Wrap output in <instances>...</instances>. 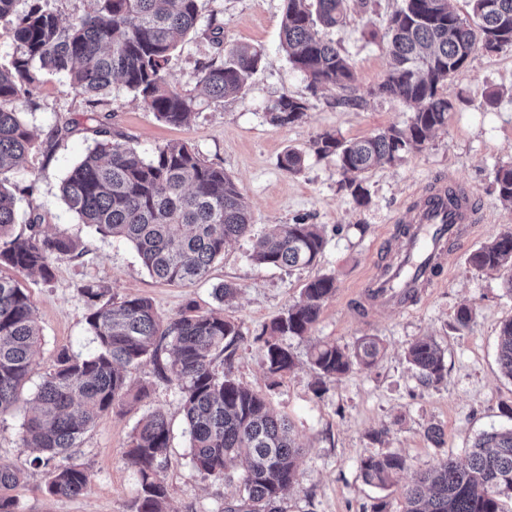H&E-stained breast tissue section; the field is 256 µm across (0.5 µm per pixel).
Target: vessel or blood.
Returning <instances> with one entry per match:
<instances>
[{"label": "vessel or blood", "instance_id": "obj_1", "mask_svg": "<svg viewBox=\"0 0 512 512\" xmlns=\"http://www.w3.org/2000/svg\"><path fill=\"white\" fill-rule=\"evenodd\" d=\"M399 221L407 232L398 260L366 279L362 290L373 306L412 305L420 287L437 281L451 244L471 233L481 218L463 189L442 185L412 200Z\"/></svg>", "mask_w": 512, "mask_h": 512}]
</instances>
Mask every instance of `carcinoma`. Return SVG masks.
<instances>
[{"label": "carcinoma", "instance_id": "cac0c4a2", "mask_svg": "<svg viewBox=\"0 0 512 512\" xmlns=\"http://www.w3.org/2000/svg\"><path fill=\"white\" fill-rule=\"evenodd\" d=\"M19 0H0V20L9 19L20 51L0 66V267L18 274L53 277L54 254L79 257L82 250L70 237L43 233V217L31 209L28 233L15 234V201L4 183L32 146V134L20 110L30 101L38 74L62 73L72 87L90 98L107 95L120 80L156 117L171 126H184L199 114L198 96L173 88L166 79L171 54L199 23L198 0H93L94 8L61 23L49 0H30L18 11ZM468 0L470 12L461 16L448 0H404L389 19L386 52L389 69L369 94L399 101L412 108L410 124L388 127L368 136L345 140L319 135L311 149L319 156H336L345 176L344 187L359 205L369 202L366 175L401 160L414 146H425L433 133L447 125L453 108L440 92L443 82L462 75L460 50L484 49L491 35L512 46V0ZM345 0H286L280 45L288 62L308 80L312 93L341 91L340 105L361 99L353 66L336 43L320 28L343 22ZM262 59L260 50L234 45L224 58L203 64L196 88L221 100L244 89ZM307 101L290 94L268 108L270 121L281 127L302 121ZM304 152L286 151L280 167L301 170ZM500 203L512 206V165L494 177ZM62 194L69 210L99 234L131 243L151 277L171 284H188L207 277L224 256L225 245L245 237L251 214L233 178L209 164L186 143H170L147 158L128 141L95 143L68 173ZM326 240L316 224H281L258 239L250 254L259 265L300 269L317 265ZM470 265L506 278L512 292V228L474 250ZM85 322L95 343L86 355L68 348L57 352L34 395L35 407L23 424L21 447L39 455L33 466L48 469V492L59 498L86 493L91 477L74 459L85 434L97 419L131 397L125 369L142 361L153 364L156 379L180 394L190 440L189 456L205 479L222 480L228 465L244 461L242 494L224 502V512H283L281 501L296 480L300 448L285 416L270 412L265 395L237 382L230 360L241 336L239 326L214 312L187 304L178 314L163 318L150 299L116 301L94 281L82 289ZM336 294V279L321 274L308 280L300 299L275 317L256 336L265 350L270 386L294 366L293 354L282 337H310L324 304ZM41 330L25 289L13 277L0 275V413L22 401L34 350ZM383 348L374 336H363L354 350L334 343L313 345L310 359L316 372L315 391L327 380L355 364L366 368L378 362ZM407 360L428 385L447 374L439 344L431 337L413 341ZM499 361L512 377V318L500 328ZM225 364L217 369V363ZM142 389L134 399L144 396ZM170 424L162 413L142 419L134 430L125 457L136 468L140 489L131 512H167L163 472L167 461ZM365 482L384 489L408 470L407 458L393 452L360 461ZM24 468L0 463V512H20L8 495L21 482ZM512 500V427L485 432L465 463L440 459L403 490L402 512H506L503 499Z\"/></svg>", "mask_w": 512, "mask_h": 512}]
</instances>
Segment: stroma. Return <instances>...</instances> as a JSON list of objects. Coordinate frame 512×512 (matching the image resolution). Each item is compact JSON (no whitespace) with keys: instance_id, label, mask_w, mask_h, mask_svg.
<instances>
[{"instance_id":"35a3bbf8","label":"stroma","mask_w":512,"mask_h":512,"mask_svg":"<svg viewBox=\"0 0 512 512\" xmlns=\"http://www.w3.org/2000/svg\"><path fill=\"white\" fill-rule=\"evenodd\" d=\"M199 5L202 18L215 14L223 20L224 43L216 45L203 27L190 35L169 59L171 86L193 90L198 64L222 54L227 45L254 46L261 50L262 62L240 94L202 101L190 125L161 123L121 83H113L111 93L92 104L64 75L45 72L31 105L22 110L35 141L9 176L8 187L17 200L14 231L25 232L35 205L47 234H66L86 252L79 258L53 256L50 283L19 279L34 307L42 341L32 359L24 405L0 415V461L24 465L27 451L20 438L29 414L27 400L57 351L93 350L82 288L95 281L117 299L149 298L163 317L192 302L200 310L223 313L239 326L242 338L231 360L233 377L268 394L273 411L292 421L302 447L296 481L281 503L284 512H372L382 499L389 512H401L405 485L443 457L464 460L466 448L482 432L512 426V418L502 412L503 406H512V378L498 362L499 330L512 318V295L497 274L477 270L467 261L480 244L512 226V208L500 204L493 187L496 169L512 163V47L472 54L464 75L443 88L454 103L447 125L402 161L374 169L366 180L370 201L361 206L343 188L335 157L316 155L311 144L325 132L349 140L409 124L412 112L406 105L368 94L388 71V20L403 0H349L343 24L325 32L353 65L355 83L364 95L356 108L337 106L330 94H311L304 76L288 62L280 46L284 0H199ZM285 93L306 98L308 110L301 123L280 127L269 121L266 109ZM68 120L75 122V131L57 134V127ZM101 129L127 137L147 156L170 142L194 146L236 182L252 215L251 237L277 224L318 225L327 241L319 265L288 272L256 264L249 257L251 238H244L226 245L207 279L190 285L157 282L131 244L82 224L63 200L65 176ZM293 147L306 153L296 174L279 164ZM454 183L468 189L483 221L454 246L438 285L407 311L364 308L358 290L374 268L385 266L400 249L404 227L395 217L410 194ZM317 273L335 275L336 294L325 303L311 338L284 337L295 365L279 385L269 387L265 351L256 337ZM225 282L236 285L238 292L220 302L213 290ZM464 304L474 307L475 320L470 329L459 331L455 317ZM363 336L380 340L378 362L369 368L353 366L328 381L324 392H315L312 343L333 342L350 350ZM424 336L435 338L447 367L445 380L434 385L424 384L405 357L409 343ZM126 376L131 387L146 388L147 395L102 415L76 449L77 463L92 476L88 492L75 499L50 496L45 469L26 467L13 491L22 512H131L139 475L124 455L137 422L156 411L165 413L171 424L165 471L168 512H222L225 501L239 495L238 482L206 480L193 468L181 398L176 389L155 379L152 363L131 367ZM431 427L441 430L442 445L427 438ZM392 452L406 456L407 472L386 489L367 484L361 459Z\"/></svg>"}]
</instances>
